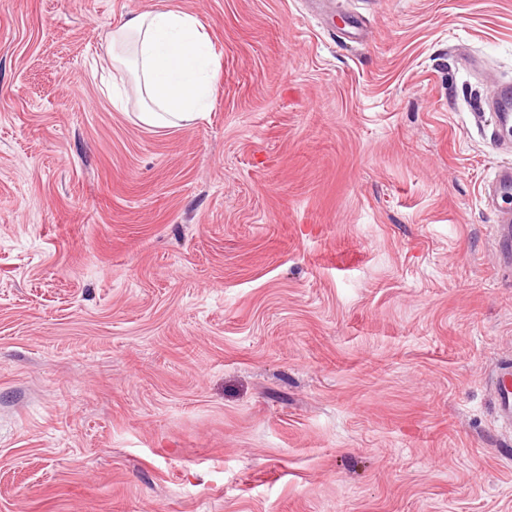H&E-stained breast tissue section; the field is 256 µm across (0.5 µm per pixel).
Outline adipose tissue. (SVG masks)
<instances>
[{
  "label": "adipose tissue",
  "mask_w": 512,
  "mask_h": 512,
  "mask_svg": "<svg viewBox=\"0 0 512 512\" xmlns=\"http://www.w3.org/2000/svg\"><path fill=\"white\" fill-rule=\"evenodd\" d=\"M109 51L111 66L132 75L144 125H187L207 112L219 60L195 16L170 9L135 15L112 29Z\"/></svg>",
  "instance_id": "ef3b65f1"
}]
</instances>
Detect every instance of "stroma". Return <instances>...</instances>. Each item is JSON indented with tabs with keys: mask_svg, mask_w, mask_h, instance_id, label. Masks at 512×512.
Returning a JSON list of instances; mask_svg holds the SVG:
<instances>
[{
	"mask_svg": "<svg viewBox=\"0 0 512 512\" xmlns=\"http://www.w3.org/2000/svg\"><path fill=\"white\" fill-rule=\"evenodd\" d=\"M0 0V512H512L488 379L512 0ZM219 57L154 129L114 24ZM499 81H492L489 86L485 107L490 112H478L480 116L489 115L493 124L490 140L495 146L504 144L503 132L512 133V93Z\"/></svg>",
	"mask_w": 512,
	"mask_h": 512,
	"instance_id": "35a3bbf8",
	"label": "stroma"
}]
</instances>
